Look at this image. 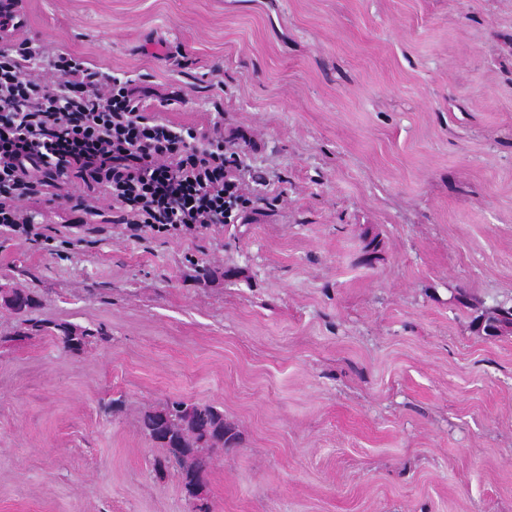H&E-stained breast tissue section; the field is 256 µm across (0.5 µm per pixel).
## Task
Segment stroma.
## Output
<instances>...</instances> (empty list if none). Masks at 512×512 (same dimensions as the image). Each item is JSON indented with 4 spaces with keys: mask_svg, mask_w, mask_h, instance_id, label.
I'll list each match as a JSON object with an SVG mask.
<instances>
[{
    "mask_svg": "<svg viewBox=\"0 0 512 512\" xmlns=\"http://www.w3.org/2000/svg\"><path fill=\"white\" fill-rule=\"evenodd\" d=\"M20 12L13 42L132 76L175 126L223 120L270 183L200 233L32 200L49 241L0 233L30 319L109 333L74 354L0 308V512H190L139 427L172 399L242 433L214 512H512V332L483 330L512 306V0Z\"/></svg>",
    "mask_w": 512,
    "mask_h": 512,
    "instance_id": "obj_1",
    "label": "stroma"
}]
</instances>
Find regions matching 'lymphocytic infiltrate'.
<instances>
[{
  "mask_svg": "<svg viewBox=\"0 0 512 512\" xmlns=\"http://www.w3.org/2000/svg\"><path fill=\"white\" fill-rule=\"evenodd\" d=\"M224 126L177 127L128 76L24 41L0 45V230L41 237L28 200L102 216L109 199L132 238L241 221L252 192L243 147ZM79 183V195L65 188Z\"/></svg>",
  "mask_w": 512,
  "mask_h": 512,
  "instance_id": "obj_1",
  "label": "lymphocytic infiltrate"
}]
</instances>
